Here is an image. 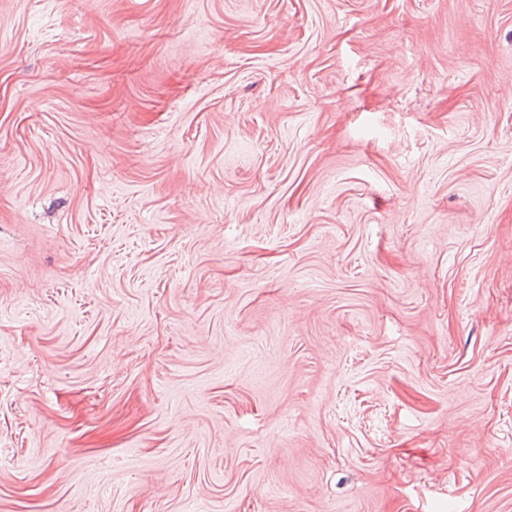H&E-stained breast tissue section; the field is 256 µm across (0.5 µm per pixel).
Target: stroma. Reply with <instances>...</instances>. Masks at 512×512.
<instances>
[{
    "label": "stroma",
    "mask_w": 512,
    "mask_h": 512,
    "mask_svg": "<svg viewBox=\"0 0 512 512\" xmlns=\"http://www.w3.org/2000/svg\"><path fill=\"white\" fill-rule=\"evenodd\" d=\"M0 512H512V0H0Z\"/></svg>",
    "instance_id": "1"
}]
</instances>
